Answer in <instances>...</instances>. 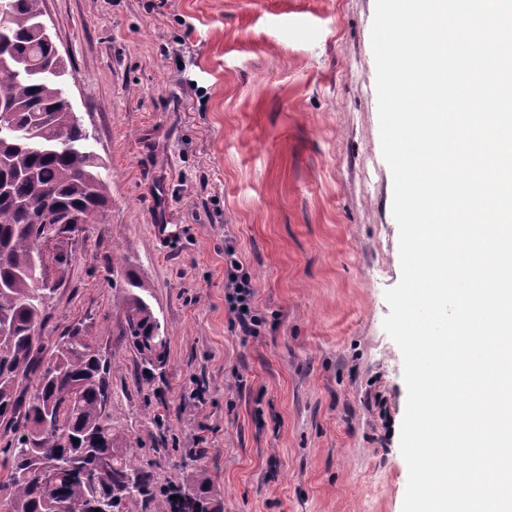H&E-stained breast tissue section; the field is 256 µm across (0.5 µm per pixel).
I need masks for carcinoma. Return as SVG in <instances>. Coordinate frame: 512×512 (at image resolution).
Listing matches in <instances>:
<instances>
[{"instance_id":"carcinoma-1","label":"carcinoma","mask_w":512,"mask_h":512,"mask_svg":"<svg viewBox=\"0 0 512 512\" xmlns=\"http://www.w3.org/2000/svg\"><path fill=\"white\" fill-rule=\"evenodd\" d=\"M44 0H0V110L14 132L0 127V427L8 439L0 461V499L10 512H95L104 500L112 512L139 502L155 512H222L221 492L202 474L187 490L158 493L144 469L133 466L123 435L107 410L111 390L94 339L79 327L62 346L44 333L52 292L30 275L43 224L78 214L90 221L109 200L89 133L61 90L65 63L39 28ZM144 284L128 275L125 335L140 358L141 376L166 364L167 336L153 310L136 293ZM34 378V391L20 383ZM53 418L68 433L44 428ZM47 460L56 480L47 487L32 467ZM176 498H171V495Z\"/></svg>"}]
</instances>
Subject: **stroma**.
<instances>
[{"mask_svg": "<svg viewBox=\"0 0 512 512\" xmlns=\"http://www.w3.org/2000/svg\"><path fill=\"white\" fill-rule=\"evenodd\" d=\"M44 9L110 189L45 332L95 337L135 464L160 489L205 473L223 512H402L407 389L383 327L401 265L375 0ZM228 238L252 273L256 336L229 328ZM130 270L167 336L149 379L124 334Z\"/></svg>", "mask_w": 512, "mask_h": 512, "instance_id": "stroma-1", "label": "stroma"}]
</instances>
